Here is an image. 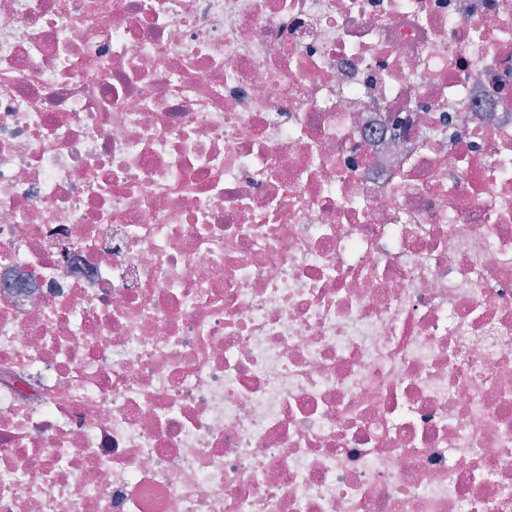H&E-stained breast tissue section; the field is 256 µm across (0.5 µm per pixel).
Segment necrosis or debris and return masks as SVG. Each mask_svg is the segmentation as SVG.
Listing matches in <instances>:
<instances>
[{"instance_id": "obj_1", "label": "necrosis or debris", "mask_w": 512, "mask_h": 512, "mask_svg": "<svg viewBox=\"0 0 512 512\" xmlns=\"http://www.w3.org/2000/svg\"><path fill=\"white\" fill-rule=\"evenodd\" d=\"M0 512H512V0H0Z\"/></svg>"}]
</instances>
